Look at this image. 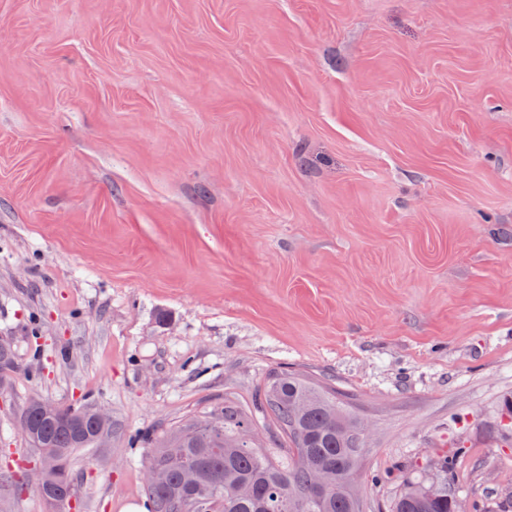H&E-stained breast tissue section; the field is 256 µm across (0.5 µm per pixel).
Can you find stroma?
Masks as SVG:
<instances>
[{
    "label": "stroma",
    "mask_w": 512,
    "mask_h": 512,
    "mask_svg": "<svg viewBox=\"0 0 512 512\" xmlns=\"http://www.w3.org/2000/svg\"><path fill=\"white\" fill-rule=\"evenodd\" d=\"M0 512L32 398L105 410L71 512L267 372L369 425L366 512L443 455L512 512V0H0Z\"/></svg>",
    "instance_id": "stroma-1"
}]
</instances>
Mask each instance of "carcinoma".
I'll use <instances>...</instances> for the list:
<instances>
[{
    "mask_svg": "<svg viewBox=\"0 0 512 512\" xmlns=\"http://www.w3.org/2000/svg\"><path fill=\"white\" fill-rule=\"evenodd\" d=\"M255 407L280 428L286 448L278 459L255 450L252 417L238 406L224 402L159 436L140 437L150 448L147 466L155 480L145 484L152 512H364L359 495L346 484L354 482L366 446L362 421L348 411L336 389L313 383L301 374L280 369L260 384ZM72 409L57 418H34L30 446L40 443L59 452L63 500L72 495L69 470L72 454L95 445L90 425L76 432ZM169 441L183 448V458L171 460L163 445ZM195 470L198 483L183 480L185 468ZM338 478L337 487L313 494L316 471ZM456 459L444 456L435 463V477L407 481L394 498L391 512H453Z\"/></svg>",
    "mask_w": 512,
    "mask_h": 512,
    "instance_id": "carcinoma-1",
    "label": "carcinoma"
}]
</instances>
